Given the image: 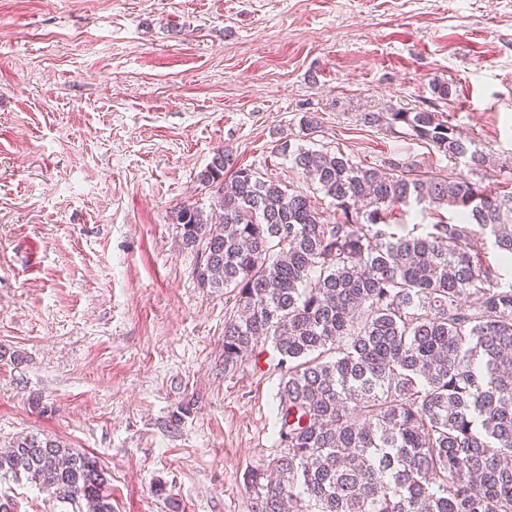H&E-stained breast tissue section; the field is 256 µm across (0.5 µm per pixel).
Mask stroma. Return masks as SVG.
I'll return each instance as SVG.
<instances>
[{
	"instance_id": "obj_1",
	"label": "stroma",
	"mask_w": 512,
	"mask_h": 512,
	"mask_svg": "<svg viewBox=\"0 0 512 512\" xmlns=\"http://www.w3.org/2000/svg\"><path fill=\"white\" fill-rule=\"evenodd\" d=\"M395 110L449 120L511 190L512 0H0V448L96 457L115 512H255L278 355L225 368L235 295L198 285L170 215L210 212L225 148L329 222L281 144L467 174L360 120ZM1 495L75 512L23 477Z\"/></svg>"
}]
</instances>
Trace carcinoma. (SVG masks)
Wrapping results in <instances>:
<instances>
[{
    "label": "carcinoma",
    "instance_id": "obj_1",
    "mask_svg": "<svg viewBox=\"0 0 512 512\" xmlns=\"http://www.w3.org/2000/svg\"><path fill=\"white\" fill-rule=\"evenodd\" d=\"M475 174L486 155L433 112H367ZM282 153L332 199L334 224L307 194L214 155L200 181L217 187L210 215L173 216L200 254L204 288L237 291L224 324V367L281 370L279 445L248 481L258 512H512V282L486 260L512 258V191L470 177L427 175L285 145ZM426 202L455 222L399 235L393 212ZM26 480L86 512H112L99 462L26 436L0 454V478Z\"/></svg>",
    "mask_w": 512,
    "mask_h": 512
}]
</instances>
